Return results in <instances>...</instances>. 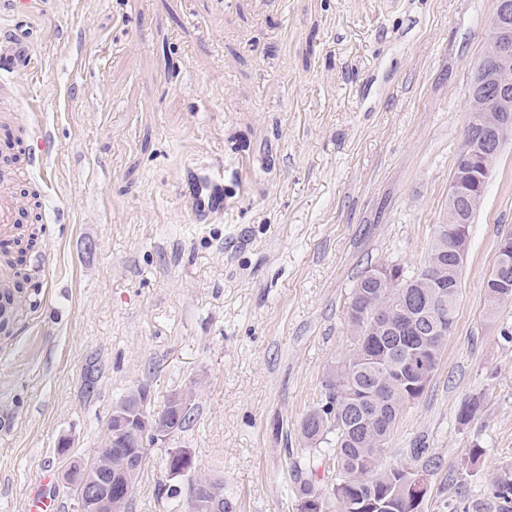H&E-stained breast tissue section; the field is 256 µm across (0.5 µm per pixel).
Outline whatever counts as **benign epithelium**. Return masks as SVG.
Returning <instances> with one entry per match:
<instances>
[{
	"instance_id": "benign-epithelium-1",
	"label": "benign epithelium",
	"mask_w": 512,
	"mask_h": 512,
	"mask_svg": "<svg viewBox=\"0 0 512 512\" xmlns=\"http://www.w3.org/2000/svg\"><path fill=\"white\" fill-rule=\"evenodd\" d=\"M512 19V0H496L482 59L468 90V109L476 113L477 123L487 131L480 143L472 141L471 131H466L461 154L462 169L450 180L448 186V251L460 259L466 258L470 245L469 226L456 223L454 210L466 200L474 206L481 205L485 189L494 176L492 158L499 155L505 143L512 139V83L502 80V73L512 70V37L508 22ZM454 325L447 323L444 311H436L430 336H447ZM150 394L144 387L131 393L130 412L127 405L113 407L110 420L119 425L143 429L152 434L154 441H164L175 431L169 419L181 417L190 409V399L184 394L171 395L163 412L147 408ZM193 466V457L184 449L174 454L168 463L169 473L180 475ZM63 478L75 485L79 495L80 512H124L132 484L127 471L112 469V461H102L93 468H69ZM407 481L413 488L411 510L418 512L428 493V478L420 471H410Z\"/></svg>"
}]
</instances>
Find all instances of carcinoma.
I'll return each instance as SVG.
<instances>
[{
  "label": "carcinoma",
  "mask_w": 512,
  "mask_h": 512,
  "mask_svg": "<svg viewBox=\"0 0 512 512\" xmlns=\"http://www.w3.org/2000/svg\"><path fill=\"white\" fill-rule=\"evenodd\" d=\"M424 264L417 273H408L398 264H389L388 277L374 281L361 274L349 297L351 303H365L367 298L379 297L383 304L397 310L389 326L380 333L372 332L371 325L347 324L353 349L367 355V360H350L344 364L331 384L330 392L318 408L307 413L300 423L301 437L312 447L327 445L319 461L336 463V494L329 502L336 512H376L375 504L387 502L389 512H409L410 485L403 482L400 465H382L380 454L395 424L409 400L419 399L424 390L408 387L400 377H409L407 363L421 345L420 335L404 319L401 303V285L417 294L418 307L413 313L424 318L436 303L445 305L447 316L456 317L464 264L448 252V241L440 228ZM481 398L465 401L458 414L465 425L480 410ZM147 437H132L124 432L112 437V447L104 452L112 456L113 467L121 466L123 457L142 451L147 454ZM410 467L433 473L439 462L427 455L428 449L419 445L409 449ZM296 477L300 478L299 496L304 499L321 489L312 478L303 477V468L293 462ZM208 480L199 479L191 485V512H212L205 488ZM494 495L505 503L512 502V475L494 481Z\"/></svg>",
  "instance_id": "1"
}]
</instances>
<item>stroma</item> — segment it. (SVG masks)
I'll use <instances>...</instances> for the list:
<instances>
[{"mask_svg":"<svg viewBox=\"0 0 512 512\" xmlns=\"http://www.w3.org/2000/svg\"><path fill=\"white\" fill-rule=\"evenodd\" d=\"M494 8L35 0V67L15 78L17 123L0 122L18 192L38 185L43 199L39 216L18 217L37 237L17 243L28 277L0 333V512H28L38 486L78 512L65 464L93 458L113 406L140 385L152 411L190 394V421L149 446L127 512H188L201 478L222 482L232 512H300L298 425L351 352L360 274L425 260ZM33 119L40 170L6 147ZM205 167L224 170L215 221L193 214ZM509 231L512 143L470 226L441 363L381 455L408 463L421 441L439 461L422 512H507L492 483L512 474V303L488 313L483 284ZM475 394L481 409L460 424ZM177 448L194 466L174 477Z\"/></svg>","mask_w":512,"mask_h":512,"instance_id":"1","label":"stroma"}]
</instances>
